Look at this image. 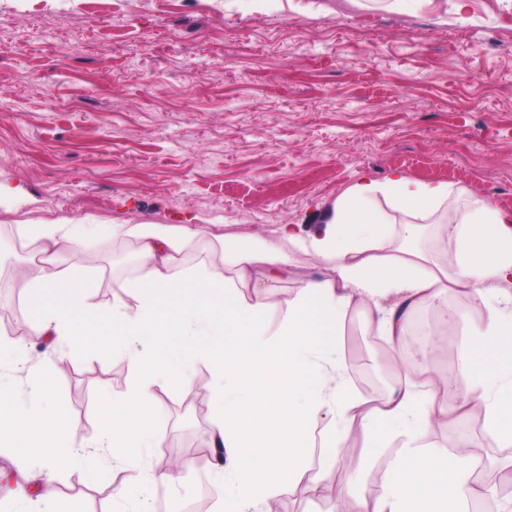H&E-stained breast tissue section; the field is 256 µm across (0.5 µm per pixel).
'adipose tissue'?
<instances>
[{"label": "adipose tissue", "mask_w": 512, "mask_h": 512, "mask_svg": "<svg viewBox=\"0 0 512 512\" xmlns=\"http://www.w3.org/2000/svg\"><path fill=\"white\" fill-rule=\"evenodd\" d=\"M451 193L448 184L399 172L382 183L362 178L336 198L314 232L303 235L296 225L282 224L254 244L190 224H79L60 217L22 225V235L41 245L24 275L25 299L35 313L30 332L50 345L27 376L30 405H19L10 382L0 379V447L9 449L19 475L16 496L29 503V512H44L47 489L64 467L91 473L108 457L128 473L118 496L131 499L135 512H152L150 487L169 479L144 467L162 444V404L154 390L187 384L200 363L210 377L216 512H273L295 477L326 480L336 448L351 434L364 464L384 444L397 447L381 489L358 500L355 512H464L476 493L464 459L418 442L425 426L449 416L435 389L397 369L387 396L365 406L334 355L349 313L392 349L409 335L421 309L444 313L452 307L466 316L485 304L486 323L471 330L459 358V405L482 403L485 428L500 446H512V368L500 366L504 353H512V294L505 289L512 282V213L470 199L449 223L437 224V242L456 247L452 270L400 240L396 228L395 214L429 219ZM381 196L391 213L378 208ZM102 236L136 243L137 273L117 283L135 308L119 302L89 307L85 299L95 286L90 272L60 265L63 252ZM195 242L219 255L222 270L180 263ZM295 250L316 256L318 272L294 268ZM283 277L292 278L295 296L281 316L264 288ZM137 340L149 343L146 355L130 352ZM67 349L102 363L126 362L132 371L124 391L101 399L98 434L80 449L70 438L68 417L42 401ZM288 389L298 393L297 403L285 400ZM325 411L333 421L321 429L317 421ZM254 448L265 455L262 467L251 464Z\"/></svg>", "instance_id": "1"}]
</instances>
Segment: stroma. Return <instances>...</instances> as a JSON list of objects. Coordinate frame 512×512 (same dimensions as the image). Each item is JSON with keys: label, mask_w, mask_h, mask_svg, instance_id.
Returning <instances> with one entry per match:
<instances>
[{"label": "stroma", "mask_w": 512, "mask_h": 512, "mask_svg": "<svg viewBox=\"0 0 512 512\" xmlns=\"http://www.w3.org/2000/svg\"><path fill=\"white\" fill-rule=\"evenodd\" d=\"M402 172L452 186L449 206L483 199L512 213V0H450L401 11L388 0H0V180L26 203L0 208V311L22 355L48 347L29 338L21 274L37 260L19 226L76 223L223 225L254 240L281 224L308 234L336 197L361 178ZM130 241L97 239L63 254L94 268L89 303L123 299L113 280L136 274ZM362 399L379 402L391 363L357 314L336 342ZM126 363L64 356L46 398L72 418L76 445L90 443L102 395L124 389ZM165 416L162 447L191 459L208 447L206 401L190 388L155 390ZM469 438L495 467L508 457L482 419L427 426L421 443L448 452ZM393 450L368 466L337 453L327 480L287 485L275 512H353L375 493ZM126 473L103 460L94 481L66 469L57 501L80 512H133L116 497Z\"/></svg>", "instance_id": "35a3bbf8"}]
</instances>
